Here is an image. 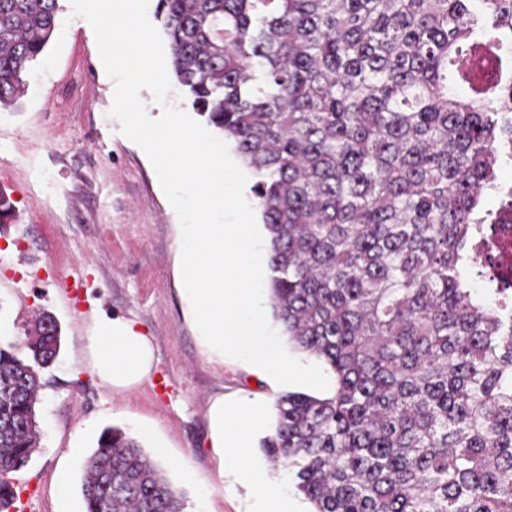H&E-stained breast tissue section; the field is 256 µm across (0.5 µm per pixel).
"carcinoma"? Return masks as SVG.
<instances>
[{
  "label": "carcinoma",
  "instance_id": "carcinoma-1",
  "mask_svg": "<svg viewBox=\"0 0 512 512\" xmlns=\"http://www.w3.org/2000/svg\"><path fill=\"white\" fill-rule=\"evenodd\" d=\"M59 0H0V107ZM192 107L255 178L274 318L334 375L263 441L312 512H512V294L463 272L512 131V0H157ZM0 344V512L29 462L44 313ZM86 512H185L140 442L105 430Z\"/></svg>",
  "mask_w": 512,
  "mask_h": 512
}]
</instances>
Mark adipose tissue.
<instances>
[{
  "label": "adipose tissue",
  "mask_w": 512,
  "mask_h": 512,
  "mask_svg": "<svg viewBox=\"0 0 512 512\" xmlns=\"http://www.w3.org/2000/svg\"><path fill=\"white\" fill-rule=\"evenodd\" d=\"M84 359L99 383L110 391H130L149 379L155 369L153 346L148 336L122 317H93L86 327ZM211 445L221 451L218 476L261 487L252 512H291L284 488H267L258 467L249 459L248 430L265 416L263 405L245 397L215 398L207 409Z\"/></svg>",
  "instance_id": "obj_1"
}]
</instances>
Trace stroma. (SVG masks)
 <instances>
[{
	"instance_id": "1",
	"label": "stroma",
	"mask_w": 512,
	"mask_h": 512,
	"mask_svg": "<svg viewBox=\"0 0 512 512\" xmlns=\"http://www.w3.org/2000/svg\"><path fill=\"white\" fill-rule=\"evenodd\" d=\"M65 41L58 66L28 77L25 94L0 108V341L23 343L43 313L61 330L55 363L41 373L40 439L12 476L11 512H57L56 475H69L70 512H85L81 484L102 431L147 429L164 441L157 464L186 497V512H247L254 493L217 484L207 409L216 396L273 405L282 386L250 364L210 361L179 274L177 216L143 152L110 119L115 84L94 32L59 0ZM132 321L149 336L156 371L130 391H107L83 360L97 314Z\"/></svg>"
}]
</instances>
